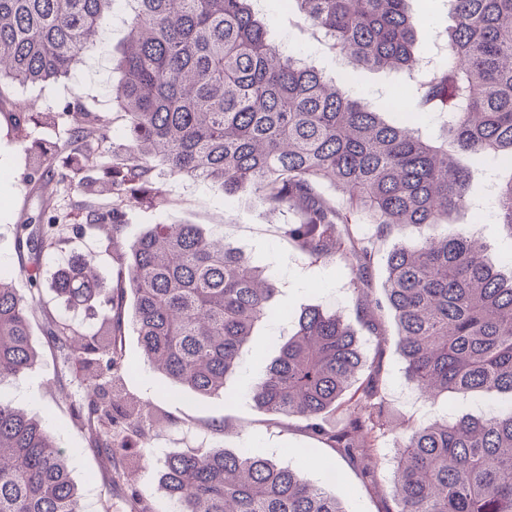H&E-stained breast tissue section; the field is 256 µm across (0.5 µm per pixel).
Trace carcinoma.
I'll use <instances>...</instances> for the list:
<instances>
[{
  "mask_svg": "<svg viewBox=\"0 0 512 512\" xmlns=\"http://www.w3.org/2000/svg\"><path fill=\"white\" fill-rule=\"evenodd\" d=\"M118 0H0V81L45 83L67 74L102 35ZM132 50L112 87L127 117L126 154L101 168L81 193L82 226L109 228L102 239L120 283L101 288L93 257L58 262L45 282L41 253L59 246L46 211L17 225L30 298L0 276V383L32 367L30 320L42 289L71 308L107 314L86 332L68 318L48 323L55 358L71 376L66 399L85 420L98 452L123 468L148 461L125 452L112 425L153 426L149 402L123 387L120 339L136 332L145 362L170 390L201 398L224 392L254 328L269 319L276 280L222 237L197 224H151L122 240L127 203L150 189L161 165L172 177L248 192L289 220L280 232L309 262L332 260L350 275L354 310L378 346L393 344L406 378L434 400L512 394V273L490 261L489 245L454 222L470 205L466 155L512 165V0H448L443 63L424 68L414 52L418 20L409 0H296L330 49L356 66L416 77L405 119L389 125L267 38L250 0H123ZM446 117L445 137H422L415 114ZM73 146L107 135L93 112L72 113ZM345 195L339 205L326 193ZM496 223L512 231V175L495 186ZM370 224V237L348 231ZM406 224L444 226L441 237L396 244L383 298L373 296L375 240ZM392 318L396 332L379 329ZM365 367L357 336L336 307L301 313L265 376L250 387L256 406L299 417L308 430L355 462L367 479L379 465L386 428L377 399L381 359ZM352 394L346 428L323 432L321 414ZM294 466L223 448L166 457L162 487L175 512H347L329 483ZM393 503L386 512H512V407L484 418L414 427L393 457ZM0 512H83L65 449L42 423L0 401Z\"/></svg>",
  "mask_w": 512,
  "mask_h": 512,
  "instance_id": "obj_1",
  "label": "carcinoma"
}]
</instances>
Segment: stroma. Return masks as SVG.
Listing matches in <instances>:
<instances>
[{
  "label": "stroma",
  "mask_w": 512,
  "mask_h": 512,
  "mask_svg": "<svg viewBox=\"0 0 512 512\" xmlns=\"http://www.w3.org/2000/svg\"><path fill=\"white\" fill-rule=\"evenodd\" d=\"M251 6L267 23L272 42L285 52L303 54L329 77L346 78L354 97L368 102L385 122L395 121L396 111L408 102V75L343 64L325 45L321 34L305 21L295 0H252ZM409 8L420 21L418 53L434 52L437 34L452 24L448 0H410ZM128 12V5L116 6L102 38L81 53L69 75L48 83L0 82V273L14 277L20 294L28 292L20 275L27 256L16 247L15 227L37 215L46 204L64 226V254H95L102 287L109 289L117 282L111 257L97 250L101 231L76 228L82 194L67 183L42 191L43 180L28 152L29 146L49 142L54 145L57 158H65L72 148L69 121L32 124L19 130L5 115L58 112L66 105L78 112L96 113L109 129L107 137L92 142L98 163L108 165L123 155L129 141L123 131L124 118L112 99V87L121 77ZM154 181L163 199H144L128 210L126 237L134 238L151 224H198L205 232L223 235L276 276L279 291L273 308L278 316L256 328L240 371L225 383L227 395L223 398L201 399L186 391L167 392L162 374L144 364L137 335L126 331L123 347L134 371L126 376L124 388L131 395L149 399L153 414L162 423L151 431L148 463L116 479L68 408L65 393L71 388L70 379L56 361L44 332L45 316L64 314L65 307L54 300L51 292H44L35 307L30 336L38 358L32 368L0 386V400L40 420L66 448L70 474L82 491L85 512H103L107 503L112 512H130L125 496L131 492L155 503L159 512H168L160 482L164 458L170 453L196 452L203 440L213 448L234 453L246 449L282 464L296 463L297 449H307L310 456L327 458L333 464L339 474L335 492L343 498L347 512H386L392 502L391 468L381 469L376 483H368L346 458L310 434L303 420L274 418L247 396L250 386L265 374L281 345L294 332L302 310L310 307L341 308L361 338L365 361L378 357L384 361L378 391L391 429L377 442L381 454H394L407 428L461 416L481 418L512 406V395L507 393L493 398L471 395L453 402L443 396L425 401L406 379L394 347L377 349L374 338L356 317L346 274L334 262L311 264L303 259L281 236L279 217L256 205L251 194L229 198L217 184L172 178L160 169L155 171ZM456 221L490 245V256L496 265L504 269L512 263L511 229L495 223L488 214L478 224L471 223L466 213L459 214Z\"/></svg>",
  "instance_id": "1"
}]
</instances>
